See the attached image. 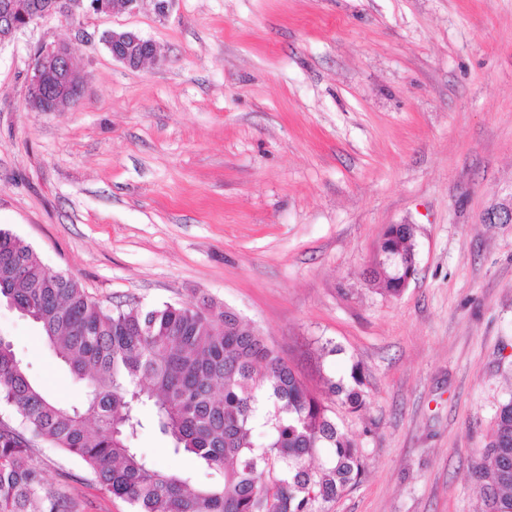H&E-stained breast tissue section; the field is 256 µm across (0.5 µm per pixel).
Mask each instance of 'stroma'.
Segmentation results:
<instances>
[{
  "instance_id": "1",
  "label": "stroma",
  "mask_w": 512,
  "mask_h": 512,
  "mask_svg": "<svg viewBox=\"0 0 512 512\" xmlns=\"http://www.w3.org/2000/svg\"><path fill=\"white\" fill-rule=\"evenodd\" d=\"M111 30L159 62L116 61ZM59 39L83 97L29 111L33 54ZM511 200L512 0H178L0 43V229L103 305H226L311 388L360 372L365 406L336 421L366 474L326 512H482L480 452L512 398V224L486 215ZM391 224L417 227L395 298L366 279ZM0 335L78 403L38 324L2 304ZM328 340L340 354L319 356ZM133 445L220 479L152 429ZM39 455L78 512H130L82 461ZM102 41L114 59L131 69L159 59L156 44L132 31H108L103 34Z\"/></svg>"
}]
</instances>
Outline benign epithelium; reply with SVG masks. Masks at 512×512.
Returning a JSON list of instances; mask_svg holds the SVG:
<instances>
[{
    "mask_svg": "<svg viewBox=\"0 0 512 512\" xmlns=\"http://www.w3.org/2000/svg\"><path fill=\"white\" fill-rule=\"evenodd\" d=\"M144 0H36L25 16L29 26L44 19L61 15V20L76 24L89 13H134ZM17 2L0 0V42L21 30L15 20ZM102 41L112 57L131 69L159 59L156 44L132 31H108ZM84 91V77L72 47L64 40L41 45L35 53L25 78V103L32 112H65L80 101Z\"/></svg>",
    "mask_w": 512,
    "mask_h": 512,
    "instance_id": "benign-epithelium-1",
    "label": "benign epithelium"
}]
</instances>
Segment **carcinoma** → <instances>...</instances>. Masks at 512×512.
I'll use <instances>...</instances> for the list:
<instances>
[{
  "label": "carcinoma",
  "mask_w": 512,
  "mask_h": 512,
  "mask_svg": "<svg viewBox=\"0 0 512 512\" xmlns=\"http://www.w3.org/2000/svg\"><path fill=\"white\" fill-rule=\"evenodd\" d=\"M413 233L392 224L379 246L371 277L391 296L414 264ZM0 298L40 326L83 387L78 405L49 398L0 336V404L24 427L0 422V512H71L69 491L43 475L36 439L82 460L97 488L133 512H324L365 476L333 410L363 408L360 377L309 388L256 328L212 299L108 308L2 229ZM146 425L223 482L156 468L132 446ZM480 475L485 512H512V398L499 407Z\"/></svg>",
  "instance_id": "cac0c4a2"
}]
</instances>
